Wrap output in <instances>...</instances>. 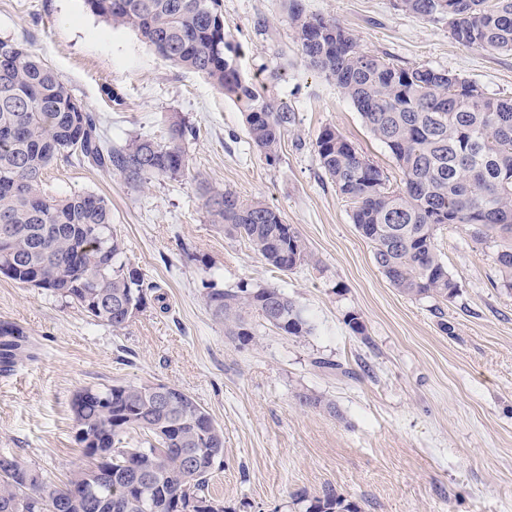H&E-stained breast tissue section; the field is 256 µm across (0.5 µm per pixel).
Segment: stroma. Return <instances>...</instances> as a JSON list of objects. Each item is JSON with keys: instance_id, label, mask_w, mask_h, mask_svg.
Returning a JSON list of instances; mask_svg holds the SVG:
<instances>
[{"instance_id": "35a3bbf8", "label": "stroma", "mask_w": 512, "mask_h": 512, "mask_svg": "<svg viewBox=\"0 0 512 512\" xmlns=\"http://www.w3.org/2000/svg\"><path fill=\"white\" fill-rule=\"evenodd\" d=\"M241 67L287 101L296 119L276 162L249 140L241 110L203 77L158 56L136 31L94 15L84 0H0V39L24 44L56 70L115 144L168 136L179 114L195 130L188 175L135 188L63 157L44 170L57 196L93 192L112 205L130 262L158 283L152 304L120 332L76 306L0 274V322L23 327L29 356L0 372V453L61 483L84 461L72 400L84 386L162 382L194 396L224 430L209 493L226 512H298L296 492L333 489L362 512H512V291L490 249L461 226L436 246L458 285L447 301L402 295L376 267L351 204L321 169L319 132L336 129L380 168L403 174L335 83L303 62L283 0H221ZM336 20L361 49L399 66L426 64L512 97V53L453 40L444 21L397 0H302ZM266 27H257V19ZM122 94L114 103L105 87ZM264 200L304 239L310 260L283 273L209 224L202 187ZM283 289L310 334L285 335L257 313L243 342L206 309L203 284ZM360 318L364 331L348 325ZM331 360L352 369L336 377ZM315 392L332 410L300 407Z\"/></svg>"}]
</instances>
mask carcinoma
<instances>
[{"instance_id": "cac0c4a2", "label": "carcinoma", "mask_w": 512, "mask_h": 512, "mask_svg": "<svg viewBox=\"0 0 512 512\" xmlns=\"http://www.w3.org/2000/svg\"><path fill=\"white\" fill-rule=\"evenodd\" d=\"M398 0L429 21H448L451 37L481 50L512 52V0ZM116 27L131 28L159 56L202 75L240 107L248 136L266 159H278L295 122L288 103L247 81L241 46L224 31L221 0H85ZM288 25L301 58L333 80L370 133L391 151L404 176L388 177L331 127L315 152L351 219L372 244L375 264L411 298L446 301L458 285L438 254L444 224L465 227L473 243L492 249L500 286L512 290V98L429 65L397 66L363 51L333 19L309 15L289 0ZM193 128L170 117L168 138L136 136L117 147L59 74L25 45L0 39V238L13 244L3 275L78 305L97 324L124 329L149 302L163 301L126 255L109 201L92 192L55 196L41 175L57 157L76 156L142 186L189 172L184 147ZM210 223L247 241L269 265L288 272L309 260L297 229L258 198L203 189ZM203 301L228 336H249L251 311L290 336L311 333L303 309L271 287L204 286ZM25 332L0 323V365L18 362ZM168 389L174 401L155 406ZM302 407L332 409L322 395H296ZM76 440L89 463L58 486L17 457L0 454V512H224L206 492L224 453V431L186 392L164 383L84 387L74 396ZM303 512H362L335 491L299 492Z\"/></svg>"}]
</instances>
